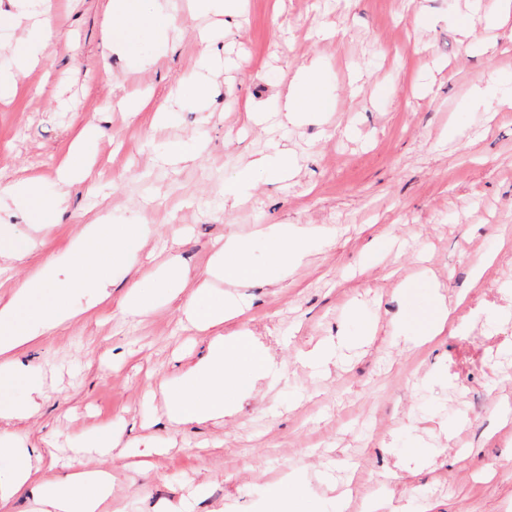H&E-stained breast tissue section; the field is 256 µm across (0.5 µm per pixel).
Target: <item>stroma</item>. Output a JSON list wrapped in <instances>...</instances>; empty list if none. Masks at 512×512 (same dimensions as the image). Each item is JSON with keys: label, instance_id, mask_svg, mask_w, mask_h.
<instances>
[{"label": "stroma", "instance_id": "1", "mask_svg": "<svg viewBox=\"0 0 512 512\" xmlns=\"http://www.w3.org/2000/svg\"><path fill=\"white\" fill-rule=\"evenodd\" d=\"M106 5L55 0L40 64L0 102V184L26 172L52 195L73 130L88 121L101 130L88 146L92 175L69 188L61 212L43 218L39 202L0 212V239L30 250L10 282L102 215L145 220L136 275L147 288L174 255L203 271L230 233L301 224L336 236L280 286L240 288L242 320L279 372L249 382L235 416L167 422L162 384L210 337L180 298L125 313L120 281L111 303L85 307L23 355L43 403L18 424L14 447L46 437V457L65 459L112 433L120 446L109 457H75L111 470L112 512H162L199 485L192 512H263L289 472L305 480L304 512H333L339 494L350 508L379 501L377 512H512V248L501 244L512 239V109L494 96L470 100L476 85L512 91V42L485 22L499 0H241L229 19L180 11L164 43L136 22L124 52L102 36ZM203 27L237 69L208 75ZM313 61L328 112L279 127V92ZM203 77L202 102L171 97L177 81ZM127 96L168 106L165 122L128 118ZM254 106L264 123L247 122ZM198 136L197 159L160 161ZM272 139L286 143L294 176L258 181L225 208L224 183ZM426 270L448 301L466 300L445 334L419 345L395 326L433 308ZM329 342L338 350L325 372L300 363ZM142 441L159 449L146 468L120 451Z\"/></svg>", "mask_w": 512, "mask_h": 512}]
</instances>
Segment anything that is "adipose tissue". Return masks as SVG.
I'll use <instances>...</instances> for the list:
<instances>
[{"label": "adipose tissue", "instance_id": "1", "mask_svg": "<svg viewBox=\"0 0 512 512\" xmlns=\"http://www.w3.org/2000/svg\"><path fill=\"white\" fill-rule=\"evenodd\" d=\"M19 0H0V26L21 30L23 51H13L0 41V98L13 95L24 73L39 61L44 45L52 38L50 0H39L40 17L30 19L20 11ZM177 6L174 0H110L103 15V33L113 49H125L128 27L137 15L151 14L159 29L170 31ZM322 79L315 65L300 68L285 92L278 97L283 124L296 123L303 115L327 111L329 97L321 89ZM91 125H83L73 136L57 170V203H64L72 181L89 176L92 161L88 153ZM288 150L273 143L267 154L253 158L247 174L226 183L224 203L234 206L238 197L250 191L255 179L278 181L288 177ZM271 257L267 266H253L249 260L252 242L235 235L226 236L212 263L200 273H191L179 257H172L170 277L156 287L144 289L129 273L136 261L138 244L144 235L140 224H113L108 220L86 225L53 257L10 290L0 291V375L28 384L24 400L0 407V456L11 465L0 470V512H9L16 496L28 493L34 512H110L112 475L105 469L78 470L68 464L45 465L40 448L11 445V425L32 418L40 408L42 391L29 385V371L22 354L43 337L54 335L78 317L80 299L102 305L109 302L115 277L126 276L128 292L125 309L136 313L147 297L187 294L192 322L201 332H211L207 351L188 365L176 381L163 385L165 416L174 426L205 422L233 415L234 403L242 389L239 366L252 377L265 378L277 368L268 352L257 346L248 328L226 335L219 328L240 317L233 288L260 280L277 284L288 266L299 263L309 247L332 237L330 229L306 228L297 224H271L257 231ZM70 276L61 280L59 269ZM221 278L229 292L223 299L213 297L209 283Z\"/></svg>", "mask_w": 512, "mask_h": 512}]
</instances>
